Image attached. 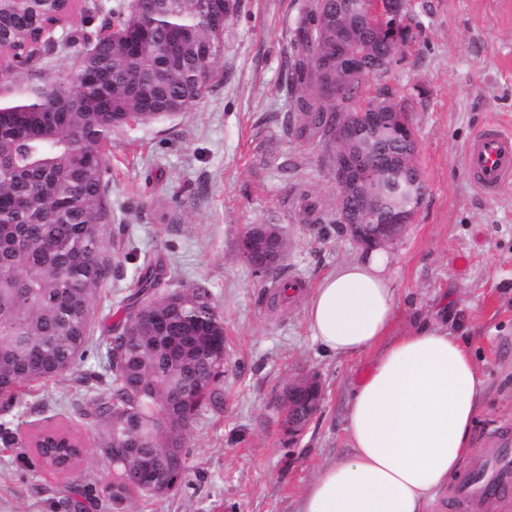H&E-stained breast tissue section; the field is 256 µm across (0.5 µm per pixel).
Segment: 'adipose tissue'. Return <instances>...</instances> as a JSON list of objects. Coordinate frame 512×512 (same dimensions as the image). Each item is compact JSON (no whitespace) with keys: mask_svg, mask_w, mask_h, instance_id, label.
Instances as JSON below:
<instances>
[{"mask_svg":"<svg viewBox=\"0 0 512 512\" xmlns=\"http://www.w3.org/2000/svg\"><path fill=\"white\" fill-rule=\"evenodd\" d=\"M397 288L385 252L340 264L312 290V338L329 354L377 355L349 401L351 451L323 465L294 512H431L476 454L484 384L467 343L435 324L395 334Z\"/></svg>","mask_w":512,"mask_h":512,"instance_id":"ef3b65f1","label":"adipose tissue"}]
</instances>
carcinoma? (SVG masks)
<instances>
[{
  "instance_id": "cac0c4a2",
  "label": "carcinoma",
  "mask_w": 512,
  "mask_h": 512,
  "mask_svg": "<svg viewBox=\"0 0 512 512\" xmlns=\"http://www.w3.org/2000/svg\"><path fill=\"white\" fill-rule=\"evenodd\" d=\"M147 0L132 12L117 4L110 13L126 33L116 40L96 28L75 43V61L87 63L99 79L82 81L71 70L46 75L31 92L0 100V395L63 376L86 352L92 301L111 266L102 257L110 204L106 174L113 131L127 112L150 100L154 111L173 103L182 110L197 104L221 82L218 64L224 44L195 60L196 48L212 41V27L199 0ZM173 23L188 33L182 63L166 64L154 49L137 50L138 40L156 42ZM10 45L32 37V15L17 3ZM355 33L351 48L372 58L377 45L345 0H305L294 29V53L286 79L296 95L298 135L327 136L336 123V104L322 98L314 58L335 41L336 27ZM405 140L388 131L363 174L377 187L370 204L416 209L388 195L384 164L403 155ZM164 271L149 263L137 277L136 300L124 306L117 333L107 338L105 370L109 387L79 410L102 427L99 446L107 459L120 455L108 486L121 503L154 474L187 477L180 448L193 419L224 403V315L202 283L164 287ZM42 453L57 459L72 449L44 438Z\"/></svg>"
}]
</instances>
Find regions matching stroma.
Here are the masks:
<instances>
[{
    "label": "stroma",
    "mask_w": 512,
    "mask_h": 512,
    "mask_svg": "<svg viewBox=\"0 0 512 512\" xmlns=\"http://www.w3.org/2000/svg\"><path fill=\"white\" fill-rule=\"evenodd\" d=\"M236 3L222 84L188 111L112 134V274L93 299V341L71 372L20 401L0 399V422L18 439L0 447V512H69L70 500L79 512H293L318 468L349 451L348 402L374 355H326L308 330L305 294L364 246L336 222L325 143L296 134L285 70L300 0ZM406 6L412 42L388 81L409 99L426 193L413 223L383 246L398 288L396 327L444 319L467 341L485 381L475 441L491 448L512 443V187L486 197L460 152L487 122L512 129V0ZM247 224L280 225L288 239L285 262L267 278L238 256ZM149 259L164 266L169 287L200 282L217 299L229 354L224 403L193 420L183 484L116 505L97 429L77 410L99 393L89 375ZM286 281L301 282L304 295L272 305ZM299 379L316 381L323 402L293 441L272 399ZM47 425L75 426L87 447L69 473L45 466L31 444Z\"/></svg>",
    "instance_id": "obj_1"
}]
</instances>
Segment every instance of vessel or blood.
<instances>
[{
    "instance_id": "1",
    "label": "vessel or blood",
    "mask_w": 512,
    "mask_h": 512,
    "mask_svg": "<svg viewBox=\"0 0 512 512\" xmlns=\"http://www.w3.org/2000/svg\"><path fill=\"white\" fill-rule=\"evenodd\" d=\"M462 162L475 185L485 194H497L512 183V131L491 123L463 147ZM512 496V446L502 445L485 454L482 468L465 475L451 507L453 512H481L489 501Z\"/></svg>"
}]
</instances>
